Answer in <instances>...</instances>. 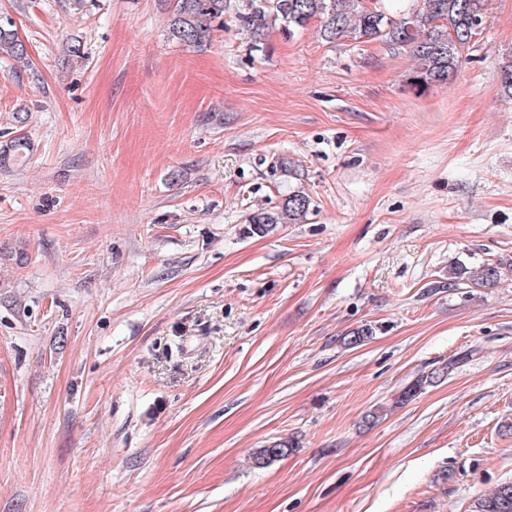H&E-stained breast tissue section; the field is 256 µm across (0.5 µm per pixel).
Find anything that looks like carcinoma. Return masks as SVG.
<instances>
[{"mask_svg": "<svg viewBox=\"0 0 512 512\" xmlns=\"http://www.w3.org/2000/svg\"><path fill=\"white\" fill-rule=\"evenodd\" d=\"M489 0H412L406 11L393 13L385 0H234L233 14L238 25L260 49L273 28L286 34L320 23L322 37L329 41L380 40L396 48H406L417 66L411 81L416 86L444 83L463 62V52L485 22ZM228 0H177L171 35L186 46L201 47L209 36L208 21L224 14ZM0 54L24 60L25 44L12 29V21H0ZM310 208V198L294 191L275 211L258 209L249 214L247 231L264 235L279 224H299ZM500 268L492 263L468 267L459 262L448 270V287L463 282L489 288L500 279ZM465 360L460 356L418 377L397 398L402 403L415 397L427 385L448 375ZM293 443L274 442L254 454V462L264 465L286 454ZM477 512H512V483H504L485 495Z\"/></svg>", "mask_w": 512, "mask_h": 512, "instance_id": "carcinoma-1", "label": "carcinoma"}]
</instances>
